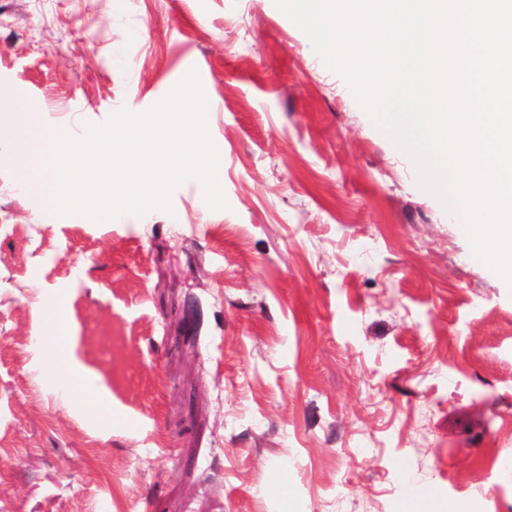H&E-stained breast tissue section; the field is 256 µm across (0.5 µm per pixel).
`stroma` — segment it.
Here are the masks:
<instances>
[{
    "instance_id": "35a3bbf8",
    "label": "stroma",
    "mask_w": 512,
    "mask_h": 512,
    "mask_svg": "<svg viewBox=\"0 0 512 512\" xmlns=\"http://www.w3.org/2000/svg\"><path fill=\"white\" fill-rule=\"evenodd\" d=\"M197 62L226 208L43 209L0 129V512H512V287L274 0H0V97L77 141Z\"/></svg>"
}]
</instances>
